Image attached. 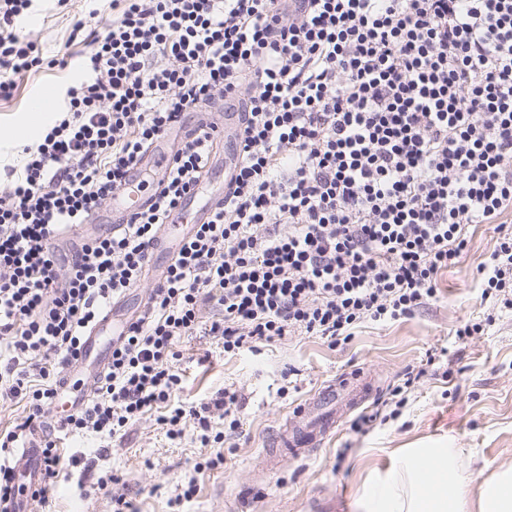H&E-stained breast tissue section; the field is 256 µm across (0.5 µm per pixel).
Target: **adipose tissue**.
<instances>
[{
    "mask_svg": "<svg viewBox=\"0 0 512 512\" xmlns=\"http://www.w3.org/2000/svg\"><path fill=\"white\" fill-rule=\"evenodd\" d=\"M362 512H512V467L474 482L457 448H410L362 494Z\"/></svg>",
    "mask_w": 512,
    "mask_h": 512,
    "instance_id": "obj_1",
    "label": "adipose tissue"
}]
</instances>
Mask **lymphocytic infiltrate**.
Here are the masks:
<instances>
[{"label":"lymphocytic infiltrate","mask_w":512,"mask_h":512,"mask_svg":"<svg viewBox=\"0 0 512 512\" xmlns=\"http://www.w3.org/2000/svg\"><path fill=\"white\" fill-rule=\"evenodd\" d=\"M34 0H0V101L44 59L17 23ZM77 22L83 77L23 165L0 168V398L27 414L0 432V502L49 506L64 470L52 435L37 491L13 482L24 432L47 417L64 371L116 300L146 279L159 233L209 172L216 121L199 123L152 177L153 205L118 232L52 239L125 188L149 147L193 112L244 115L240 163L212 220L194 225L143 310L112 344L60 431L116 435L158 411L201 447L237 433L236 390L173 406L182 339L225 353L289 336L347 341L359 324L412 318L467 251L469 224L512 211V0H110ZM512 308V231L478 269ZM216 310L205 319V310ZM227 420V433L212 418Z\"/></svg>","instance_id":"obj_1"}]
</instances>
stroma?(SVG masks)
<instances>
[{
	"label": "stroma",
	"instance_id": "obj_1",
	"mask_svg": "<svg viewBox=\"0 0 512 512\" xmlns=\"http://www.w3.org/2000/svg\"><path fill=\"white\" fill-rule=\"evenodd\" d=\"M98 9L107 22L108 0H38L23 31L45 56L64 54L77 20ZM78 68H42L20 81L14 98L0 101V162L16 163L12 147L32 102L61 91ZM469 250L439 279L438 301L411 319L385 325L367 322L344 343L318 336H291L257 352L225 354L217 339L193 337L181 345L180 403H199L230 386L240 396L239 437L224 443V462L195 475L201 450L194 426L169 440L148 413L126 433L66 436L60 448L67 468L60 475L51 512H112V498L125 495L139 512H358L356 501L366 480L391 471L405 448L462 451L474 481L512 466V311L481 299L477 268L493 249V225L466 227ZM484 322L483 334L458 340L466 322ZM439 359L416 387L408 389L401 415H393L392 390L406 368ZM359 370L378 382L364 405L377 420L368 433L354 432L344 420L323 445L305 458H284L279 470L263 476L265 448L273 430L326 382ZM115 482L99 485L100 477ZM197 477L193 498L171 506L181 485Z\"/></svg>",
	"mask_w": 512,
	"mask_h": 512
}]
</instances>
